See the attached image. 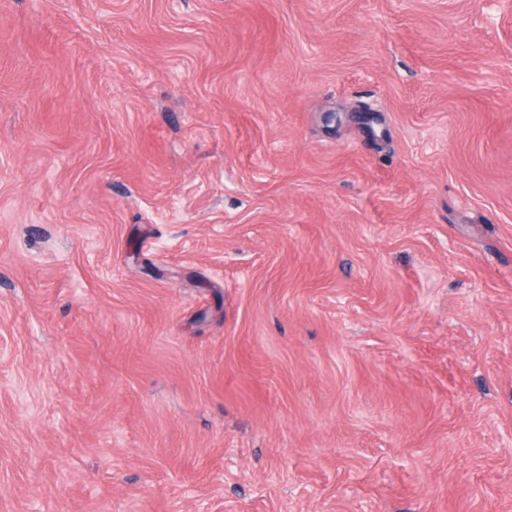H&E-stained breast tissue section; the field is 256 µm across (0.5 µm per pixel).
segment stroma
<instances>
[{"mask_svg":"<svg viewBox=\"0 0 512 512\" xmlns=\"http://www.w3.org/2000/svg\"><path fill=\"white\" fill-rule=\"evenodd\" d=\"M0 512H512V0H0Z\"/></svg>","mask_w":512,"mask_h":512,"instance_id":"stroma-1","label":"stroma"}]
</instances>
